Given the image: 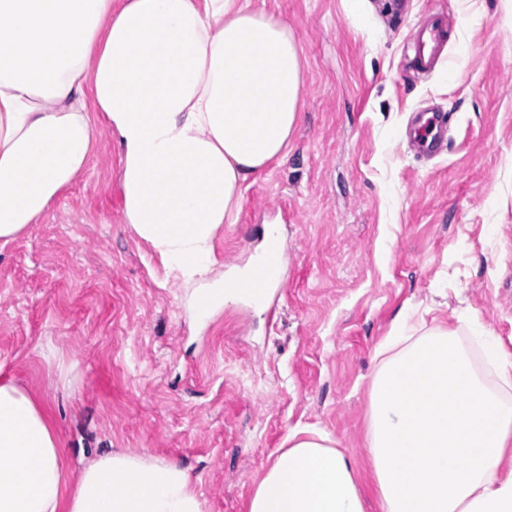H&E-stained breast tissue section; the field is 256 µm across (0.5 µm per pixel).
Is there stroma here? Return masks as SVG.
I'll return each mask as SVG.
<instances>
[{
  "mask_svg": "<svg viewBox=\"0 0 512 512\" xmlns=\"http://www.w3.org/2000/svg\"><path fill=\"white\" fill-rule=\"evenodd\" d=\"M304 63L288 161L247 188L214 241L244 267L277 223L280 297L207 323L122 214L118 150L96 128L87 173L40 223L0 245V376L43 404L69 483L108 452L180 463L206 512H247L293 430L328 433L378 512L367 428L377 346L400 319L488 329L512 350V0H265ZM452 14L448 56L419 76L405 40ZM449 115V149L424 161L405 130Z\"/></svg>",
  "mask_w": 512,
  "mask_h": 512,
  "instance_id": "1",
  "label": "stroma"
}]
</instances>
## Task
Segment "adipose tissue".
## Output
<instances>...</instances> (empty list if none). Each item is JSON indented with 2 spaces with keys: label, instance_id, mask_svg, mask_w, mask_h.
Returning <instances> with one entry per match:
<instances>
[{
  "label": "adipose tissue",
  "instance_id": "ef3b65f1",
  "mask_svg": "<svg viewBox=\"0 0 512 512\" xmlns=\"http://www.w3.org/2000/svg\"><path fill=\"white\" fill-rule=\"evenodd\" d=\"M303 66L286 19L258 0H0V240L37 223L88 168L103 123L119 153L124 220L206 319L234 292L214 239L243 191L288 159ZM456 328L380 344L368 449L380 512H512V353ZM62 440L0 379V512H205L188 474L113 452L66 482ZM249 512H364L334 439L293 438Z\"/></svg>",
  "mask_w": 512,
  "mask_h": 512
}]
</instances>
